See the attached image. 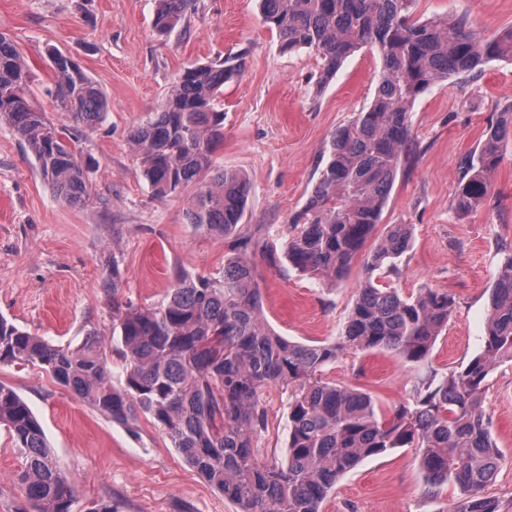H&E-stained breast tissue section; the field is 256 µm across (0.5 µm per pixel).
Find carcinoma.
I'll use <instances>...</instances> for the list:
<instances>
[{
  "instance_id": "carcinoma-1",
  "label": "carcinoma",
  "mask_w": 512,
  "mask_h": 512,
  "mask_svg": "<svg viewBox=\"0 0 512 512\" xmlns=\"http://www.w3.org/2000/svg\"><path fill=\"white\" fill-rule=\"evenodd\" d=\"M417 0H260L263 21L284 51H313L322 80L367 46L379 50L378 85L369 106L338 128L329 160L302 209L288 225L284 257L295 270L338 283L373 238L398 171L413 153L409 115L416 99L448 77L491 60L512 61V27L486 39L465 17L417 19ZM198 9V0H156L153 27L166 36ZM50 95L70 127H59L30 102L31 77L14 42L0 34V122L34 157L55 195L68 204L90 199V171L76 158L74 133L104 121L107 101L70 56L50 52ZM244 69L240 56L192 64L178 76L159 112L130 140L145 178L160 199L194 191L186 223L230 248L218 277L178 273L152 308L112 303L121 331L125 385L112 383L103 341L54 344L0 316V364L38 366L101 414L122 423L151 417L185 461L238 512H321L339 477L369 457L413 448L428 484L453 483L471 492L448 512H497L478 495L503 458L483 407L494 367L512 361V254L490 295L482 350L445 375L415 388L413 404L379 411L365 392L324 378L346 350L389 351L422 363L448 326L454 301L424 288L404 297L376 272L397 269L410 226L393 224L375 240L367 277L333 341L290 340L263 323L262 294L242 233L250 182L214 168L224 140L220 88ZM512 136V107L499 113L464 165L453 198L456 212L480 207L490 176ZM289 387L288 457L260 460L255 441L265 429L259 390ZM0 426L7 427L23 466L15 484L33 512H72L75 479L55 461L40 422L10 386L0 383Z\"/></svg>"
}]
</instances>
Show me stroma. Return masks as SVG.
<instances>
[{
    "label": "stroma",
    "instance_id": "obj_1",
    "mask_svg": "<svg viewBox=\"0 0 512 512\" xmlns=\"http://www.w3.org/2000/svg\"><path fill=\"white\" fill-rule=\"evenodd\" d=\"M155 0H0V33L32 70L33 103L57 125L67 124L47 89L50 50L72 56L109 103L95 130L79 133L80 160H93L94 203L68 205L54 195L11 128L0 123V315L53 343L80 344L88 332L104 341L112 382L123 387L113 302L151 307L174 275L217 276L228 246L194 231L184 216L187 194L154 196L129 138L157 112L189 65L244 54L243 73L225 83L224 140L217 168L246 175L251 194L243 218L251 235L270 326L294 341H331L340 333L365 276L355 261L345 281L328 286L303 276L281 257L292 217L327 162L326 145L340 126L372 101L381 66L377 49L348 57L327 83L308 50L285 52L263 23L257 0H199L184 26L161 36L152 27ZM427 19L464 15L486 38L512 27V0H418ZM512 105V63L490 61L449 77L415 102L410 114L414 154L396 177L382 225L412 227L410 248L389 274L406 296L433 288L454 300L447 328L428 362L410 365L390 352H344L326 377L369 393L392 411L411 403L420 378L467 363L483 346L494 281L512 254V139L492 177L484 205L456 214L452 199L465 160L491 122ZM119 262L123 282L107 296L103 278ZM39 420L57 464L77 482L72 512L112 502L116 512H236L147 416L120 423L57 384L39 367L0 365ZM266 429L262 459L288 455V391L259 392ZM484 409L503 459L481 496L512 512V363L489 375ZM22 459L0 426V512L25 499L14 483ZM463 491L430 487L414 449L364 460L340 477L322 512H448Z\"/></svg>",
    "mask_w": 512,
    "mask_h": 512
}]
</instances>
